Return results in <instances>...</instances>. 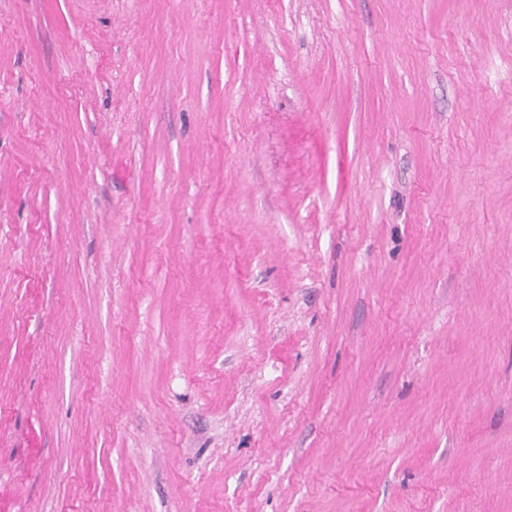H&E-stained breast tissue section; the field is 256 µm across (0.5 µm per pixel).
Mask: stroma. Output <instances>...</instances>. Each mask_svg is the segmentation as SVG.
I'll return each instance as SVG.
<instances>
[{"label": "stroma", "mask_w": 512, "mask_h": 512, "mask_svg": "<svg viewBox=\"0 0 512 512\" xmlns=\"http://www.w3.org/2000/svg\"><path fill=\"white\" fill-rule=\"evenodd\" d=\"M0 512H512V0H0Z\"/></svg>", "instance_id": "obj_1"}]
</instances>
